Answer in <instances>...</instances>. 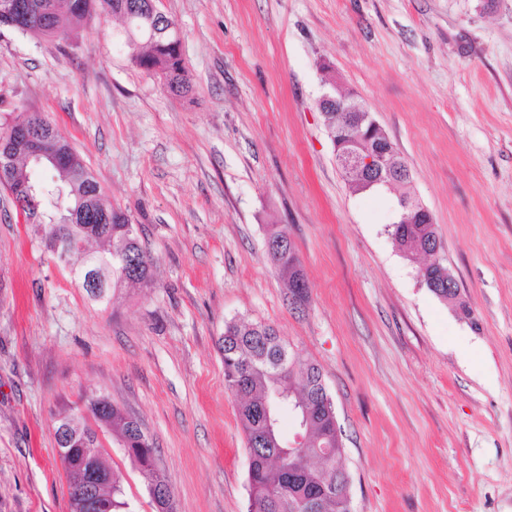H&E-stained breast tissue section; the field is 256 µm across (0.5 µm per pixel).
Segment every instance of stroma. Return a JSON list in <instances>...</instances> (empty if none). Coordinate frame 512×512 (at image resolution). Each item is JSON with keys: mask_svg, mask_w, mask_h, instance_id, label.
<instances>
[{"mask_svg": "<svg viewBox=\"0 0 512 512\" xmlns=\"http://www.w3.org/2000/svg\"><path fill=\"white\" fill-rule=\"evenodd\" d=\"M156 0L193 92L131 60L125 25L0 28V125L42 113L141 229L152 285L88 296L0 188V512H70L54 431L79 392L136 417L177 512H247L248 456L217 348L273 325L321 369L353 512H512V0ZM408 165L461 306L354 193L318 108L322 65ZM287 227L301 309L269 260ZM112 471L155 512L123 449Z\"/></svg>", "mask_w": 512, "mask_h": 512, "instance_id": "35a3bbf8", "label": "stroma"}]
</instances>
